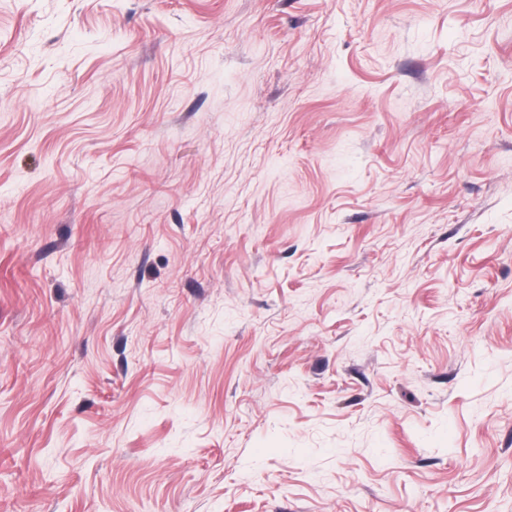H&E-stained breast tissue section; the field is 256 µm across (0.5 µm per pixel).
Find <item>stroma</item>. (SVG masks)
I'll return each mask as SVG.
<instances>
[{
    "instance_id": "obj_1",
    "label": "stroma",
    "mask_w": 512,
    "mask_h": 512,
    "mask_svg": "<svg viewBox=\"0 0 512 512\" xmlns=\"http://www.w3.org/2000/svg\"><path fill=\"white\" fill-rule=\"evenodd\" d=\"M0 512H512V0H0Z\"/></svg>"
}]
</instances>
